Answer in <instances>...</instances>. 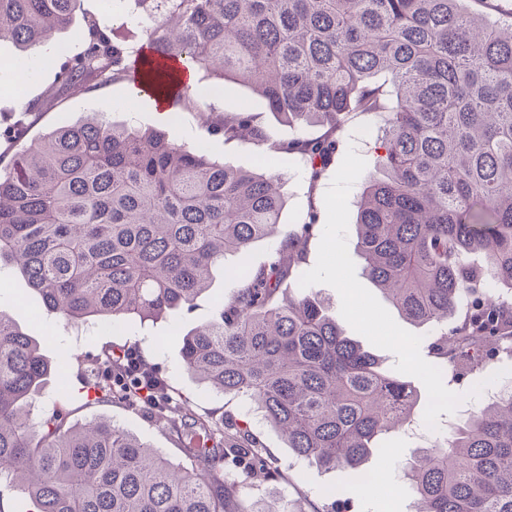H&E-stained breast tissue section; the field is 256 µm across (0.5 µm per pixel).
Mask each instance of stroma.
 <instances>
[{"instance_id": "35a3bbf8", "label": "stroma", "mask_w": 512, "mask_h": 512, "mask_svg": "<svg viewBox=\"0 0 512 512\" xmlns=\"http://www.w3.org/2000/svg\"><path fill=\"white\" fill-rule=\"evenodd\" d=\"M16 55L11 42L0 43V116L20 114L25 103L40 97L54 80L55 68L49 65L35 81L28 83L24 94L4 92V84L14 79L8 66ZM130 88V81L125 80L70 96L43 112L30 127L27 137L37 139L54 128L77 123L98 112L107 122L137 130L160 131L173 142L202 146L209 155L228 166L252 170L260 164L261 150L211 134L208 130L210 109L231 111L246 104L261 115L273 138L285 139L291 134L288 126L269 112L265 101L249 88L232 82L214 84L201 70L196 71L192 88L206 92L207 104L198 109L172 103L163 112L151 97L130 100ZM375 161L373 141L350 140L339 161L330 164L314 189L309 186L310 172L303 163L288 158L277 161L273 168L282 175L287 198L281 221L285 229H292L307 221L311 207H318L319 233L305 268L307 278L321 296L329 300L345 335L374 353L386 369L400 375L405 363H413L414 384L420 391L416 420H444L451 410L437 402L441 386L430 360L416 343L421 329L404 321L391 301L362 276V261L355 252V198L367 176L374 172ZM338 260L351 272L350 286L345 290L337 287L336 274L331 269L332 263ZM237 285V277L217 270L210 289L192 308L154 321L120 325L105 334L91 325L67 324L44 308L23 277L8 273L6 282L0 283V305L9 307L22 303L23 314L19 321L29 335L46 339V356L53 359L63 352L70 359L68 395L60 396L55 380H48L32 400L33 420L41 421L56 404L63 403L70 411V423L80 424L94 417L108 418L161 450L172 462H182L180 444L170 434L165 421L147 418L118 402L92 405L86 402L83 387L90 360L133 348L172 384L196 413L248 426L269 456L277 461L283 472L280 482L248 480L242 488L247 503L283 501L299 505L302 512H409L412 497L403 480L402 467L420 446L410 433L396 436L399 454L375 455L367 463L369 469L387 470L395 485L394 491L364 487L350 470L324 472L290 457L286 440L266 424L254 405L245 399L218 393L185 372L180 358L182 342L179 336L171 335L172 326L187 332L211 321L215 300L229 296Z\"/></svg>"}]
</instances>
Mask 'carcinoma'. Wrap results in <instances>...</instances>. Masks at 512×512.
Instances as JSON below:
<instances>
[{
	"mask_svg": "<svg viewBox=\"0 0 512 512\" xmlns=\"http://www.w3.org/2000/svg\"><path fill=\"white\" fill-rule=\"evenodd\" d=\"M80 0H0V41L26 51L74 29L81 51L55 85L5 126L25 138L55 101L130 79L136 66L168 96L167 61L262 97L294 130L274 141L246 108L211 110L225 141L265 146L309 166L340 151L355 114L382 127L377 173L357 200L363 272L423 337L448 389L512 358V14L468 0H137L148 53L132 58L95 17L73 28ZM317 124L319 135L307 133ZM281 177L227 166L203 147L94 119L57 128L0 168V270L16 268L47 309L94 326L170 314L212 273L277 230ZM317 210L287 231L272 259L245 272L210 324L182 335L184 370L257 405L297 458L359 470L411 421L412 381L381 370L345 335L304 265ZM293 279L298 297L282 284ZM112 355L86 380L92 401L167 418L175 389L140 362L118 384ZM65 360L0 308V480L29 512H255L227 478L277 481L256 435L182 408L170 433L192 438L175 464L124 428L68 424L65 405L32 426L24 407ZM413 512H512V393L484 402L404 469Z\"/></svg>",
	"mask_w": 512,
	"mask_h": 512,
	"instance_id": "obj_1",
	"label": "carcinoma"
}]
</instances>
